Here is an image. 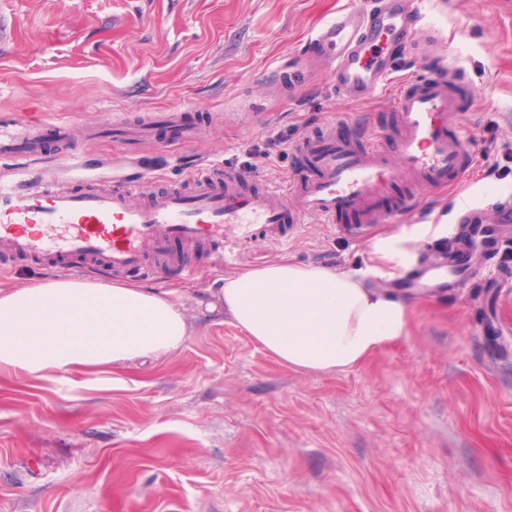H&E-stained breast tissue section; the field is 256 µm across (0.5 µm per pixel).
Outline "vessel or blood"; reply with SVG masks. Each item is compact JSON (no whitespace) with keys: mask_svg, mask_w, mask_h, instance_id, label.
Returning <instances> with one entry per match:
<instances>
[{"mask_svg":"<svg viewBox=\"0 0 512 512\" xmlns=\"http://www.w3.org/2000/svg\"><path fill=\"white\" fill-rule=\"evenodd\" d=\"M425 19L416 0H357L331 21L312 29L308 45L330 67L337 92L362 102L387 84L395 86L393 134L362 131L345 140L328 132L322 142L297 143L293 154L305 168L294 177L251 190L244 177L201 166L190 176V191L156 190L158 174L137 169L111 186L86 182L60 187L48 182L38 157L55 155L67 169H87L80 147L49 150L40 137L19 138L18 122H0V158L16 163L0 177V253L66 267L91 262L122 277L150 279L176 266L197 267L171 253L172 242L207 239L215 248L214 266L232 268L255 240H286L288 228L315 214L340 228L346 214L360 226L384 223L378 197L392 184L388 147H395L402 174L416 188H444L462 181L475 167L461 136L456 83L447 64L419 75L398 77L401 58L430 59L415 39ZM465 254L429 250L410 272L411 283L442 268L456 275Z\"/></svg>","mask_w":512,"mask_h":512,"instance_id":"obj_1","label":"vessel or blood"}]
</instances>
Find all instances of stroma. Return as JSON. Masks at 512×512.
Segmentation results:
<instances>
[{
    "instance_id": "stroma-1",
    "label": "stroma",
    "mask_w": 512,
    "mask_h": 512,
    "mask_svg": "<svg viewBox=\"0 0 512 512\" xmlns=\"http://www.w3.org/2000/svg\"><path fill=\"white\" fill-rule=\"evenodd\" d=\"M353 0H0V117L64 122L98 156L102 184L130 155L164 180L217 164L257 185L297 161L283 145L334 124L393 127L394 98L336 92L301 46ZM436 60L458 76L477 164L453 191L352 237L303 218L287 245L252 244L244 267L280 259L406 290L399 271L428 237H454L457 208L496 221L512 197V0H419ZM294 82L278 89V71ZM179 112L130 148L90 125ZM200 242L192 281L169 271L189 324L175 353L33 379L0 369V512H512V238L461 285L411 298L410 329L359 368L280 365L223 316L224 286Z\"/></svg>"
}]
</instances>
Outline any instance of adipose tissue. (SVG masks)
Returning a JSON list of instances; mask_svg holds the SVG:
<instances>
[{
  "mask_svg": "<svg viewBox=\"0 0 512 512\" xmlns=\"http://www.w3.org/2000/svg\"><path fill=\"white\" fill-rule=\"evenodd\" d=\"M220 301L259 348L306 372L360 367L409 325L407 302L354 274L285 259L225 276ZM187 336L179 303L150 289L73 277L0 289V368L32 378L160 357Z\"/></svg>",
  "mask_w": 512,
  "mask_h": 512,
  "instance_id": "adipose-tissue-1",
  "label": "adipose tissue"
}]
</instances>
